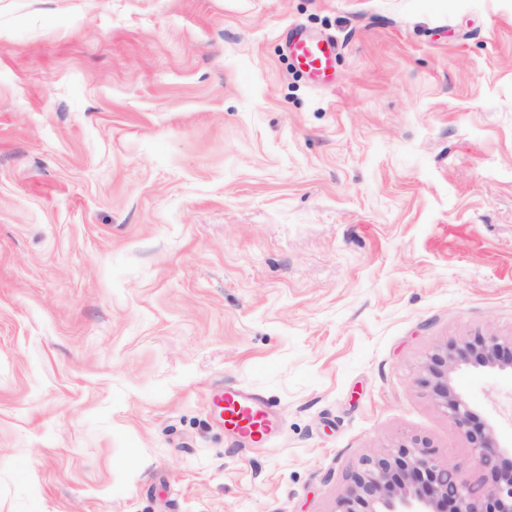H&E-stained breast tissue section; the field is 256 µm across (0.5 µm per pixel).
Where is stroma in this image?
I'll return each instance as SVG.
<instances>
[{"label":"stroma","mask_w":512,"mask_h":512,"mask_svg":"<svg viewBox=\"0 0 512 512\" xmlns=\"http://www.w3.org/2000/svg\"><path fill=\"white\" fill-rule=\"evenodd\" d=\"M476 336L512 337V0H0V512H336L365 457L469 456L422 365ZM453 384L512 444V375ZM291 52L298 67L313 77L326 76L336 45L316 39H293ZM218 403H222L224 426L233 435L246 436L254 443H263L274 434V416L256 396L230 388L224 390Z\"/></svg>","instance_id":"obj_1"}]
</instances>
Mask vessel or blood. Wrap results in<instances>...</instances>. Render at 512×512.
I'll use <instances>...</instances> for the list:
<instances>
[{"mask_svg":"<svg viewBox=\"0 0 512 512\" xmlns=\"http://www.w3.org/2000/svg\"><path fill=\"white\" fill-rule=\"evenodd\" d=\"M336 49L334 43L316 39H295L291 52L298 67L313 77L324 76ZM225 427L252 442L267 441L275 432L273 415L256 396L239 389H227L220 398Z\"/></svg>","mask_w":512,"mask_h":512,"instance_id":"1","label":"vessel or blood"}]
</instances>
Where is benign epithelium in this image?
<instances>
[{"instance_id":"obj_1","label":"benign epithelium","mask_w":512,"mask_h":512,"mask_svg":"<svg viewBox=\"0 0 512 512\" xmlns=\"http://www.w3.org/2000/svg\"><path fill=\"white\" fill-rule=\"evenodd\" d=\"M467 363L512 372V339L479 336L461 347H438L425 362L438 405L470 444V456L439 464L427 443L415 440L394 454L369 457L336 512H512V465L504 462L493 427L475 422L453 387V373ZM471 469L490 473L492 483L472 484Z\"/></svg>"}]
</instances>
